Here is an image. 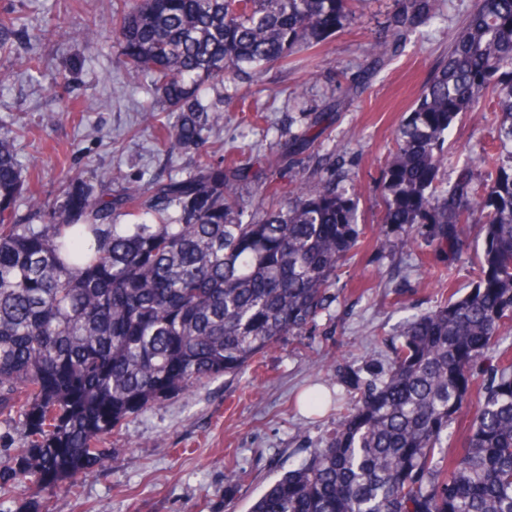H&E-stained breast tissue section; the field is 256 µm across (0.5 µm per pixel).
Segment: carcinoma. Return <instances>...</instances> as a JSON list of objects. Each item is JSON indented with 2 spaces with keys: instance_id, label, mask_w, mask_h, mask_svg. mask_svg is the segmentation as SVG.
<instances>
[{
  "instance_id": "carcinoma-1",
  "label": "carcinoma",
  "mask_w": 512,
  "mask_h": 512,
  "mask_svg": "<svg viewBox=\"0 0 512 512\" xmlns=\"http://www.w3.org/2000/svg\"><path fill=\"white\" fill-rule=\"evenodd\" d=\"M354 0H112L109 23L124 68L144 79L174 121L159 128L169 153L207 151L224 123V86L297 51L321 52ZM431 0H399L394 42L427 23ZM93 18L72 38H90ZM0 16V52L24 32ZM480 110L495 128L492 149L456 166L446 133ZM321 122L288 139L296 153ZM0 128V473L50 482L102 465V439L132 414L195 384L233 376L328 306L336 271L359 243L358 202L318 162L277 207L238 193L250 182L266 198L267 173L240 160L203 162L181 178L131 191L66 177L42 200L15 142ZM381 223L409 228L454 257L460 225H484L479 281L467 295L409 321L388 370L352 394L324 447L284 473L249 512H512V350L479 395L471 432L448 447V428L471 392L470 369L499 346L512 323V0H476L441 66L394 131L381 182ZM27 211L19 212L20 200ZM51 210L53 220L43 221ZM128 210L135 224H116Z\"/></svg>"
}]
</instances>
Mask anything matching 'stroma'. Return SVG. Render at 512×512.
<instances>
[{"label":"stroma","instance_id":"1","mask_svg":"<svg viewBox=\"0 0 512 512\" xmlns=\"http://www.w3.org/2000/svg\"><path fill=\"white\" fill-rule=\"evenodd\" d=\"M438 17L410 32L383 65H370L365 51L388 35L395 0H356L344 30L328 38L321 64L298 53L297 68L278 67L254 76L251 86L270 109L254 127L241 122L236 99L224 100V124L210 138L249 150L277 170L278 200L312 167L314 153L335 152L344 188L359 196L362 242L340 267L329 310L302 334L267 350L259 369L218 377L131 415L121 435L107 438L102 466L75 478L35 486L0 485V512H248L282 474L322 448L339 417L310 412L305 397L319 390L346 393L384 371L394 334L428 313L449 293L465 295L478 277L484 246L482 225L461 227L468 249L457 260L428 248L411 251L405 232L382 224L379 185L393 131L439 66L475 0H435ZM101 0H0V14L25 17L30 38L0 55V126L32 129L17 144L24 169L35 168V185L52 199L60 171L94 183L101 175L140 188L153 179L182 177L196 169L197 153L164 156L154 128L142 114L154 97L146 82L130 80L119 61L110 27L99 29L95 52L62 34L101 11ZM42 53L47 66L27 73L18 57ZM67 89L57 88V71ZM77 104L63 112L64 101ZM323 112L321 135L308 151L293 154L288 135L305 126L307 112ZM59 113L43 126L42 116ZM493 130L483 113L459 117L448 133L449 169L478 156ZM389 240L386 251L373 245ZM451 277H444V270Z\"/></svg>","mask_w":512,"mask_h":512}]
</instances>
